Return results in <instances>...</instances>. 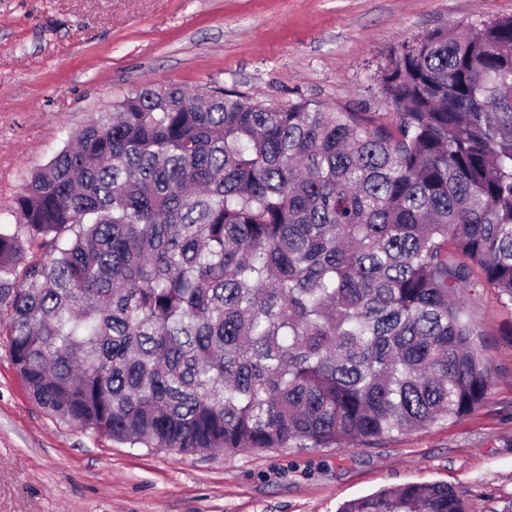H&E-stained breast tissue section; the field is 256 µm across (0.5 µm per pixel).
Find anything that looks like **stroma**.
I'll use <instances>...</instances> for the list:
<instances>
[{
	"mask_svg": "<svg viewBox=\"0 0 512 512\" xmlns=\"http://www.w3.org/2000/svg\"><path fill=\"white\" fill-rule=\"evenodd\" d=\"M506 15L512 0H0V224L34 168L136 90L224 87L389 119L373 75L404 43ZM469 303L493 376L484 403L345 448H133L39 407L0 336V512H337L432 482L497 512L512 500V310L489 287Z\"/></svg>",
	"mask_w": 512,
	"mask_h": 512,
	"instance_id": "35a3bbf8",
	"label": "stroma"
}]
</instances>
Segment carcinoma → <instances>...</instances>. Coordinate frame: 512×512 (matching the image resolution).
Listing matches in <instances>:
<instances>
[{
	"mask_svg": "<svg viewBox=\"0 0 512 512\" xmlns=\"http://www.w3.org/2000/svg\"><path fill=\"white\" fill-rule=\"evenodd\" d=\"M375 80L390 123L146 87L34 170L0 224V336L34 401L185 454L370 444L479 408L470 292L512 307V15L438 28ZM339 512L471 509L412 483Z\"/></svg>",
	"mask_w": 512,
	"mask_h": 512,
	"instance_id": "cac0c4a2",
	"label": "carcinoma"
}]
</instances>
